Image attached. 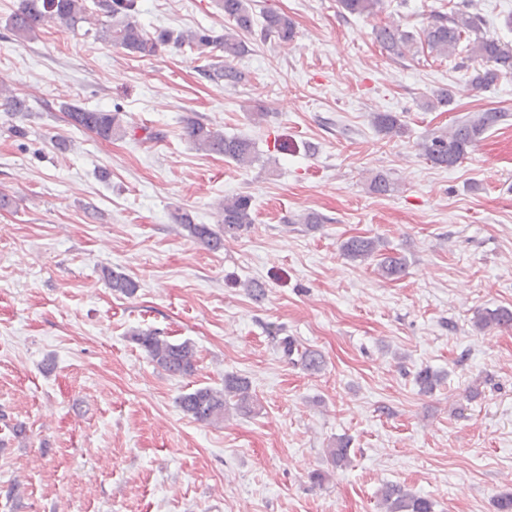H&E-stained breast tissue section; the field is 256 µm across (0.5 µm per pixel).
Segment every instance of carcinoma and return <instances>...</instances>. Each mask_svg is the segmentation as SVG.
Returning <instances> with one entry per match:
<instances>
[{"instance_id":"cac0c4a2","label":"carcinoma","mask_w":512,"mask_h":512,"mask_svg":"<svg viewBox=\"0 0 512 512\" xmlns=\"http://www.w3.org/2000/svg\"><path fill=\"white\" fill-rule=\"evenodd\" d=\"M341 14L359 18L377 15L382 0H337ZM228 27L224 34L214 35L208 29H198L184 34L168 29L152 33L146 31L135 19L137 0H20L9 16L8 27L20 40L28 39L35 28L52 23L68 31H76L80 24L94 23V16L104 15L110 23L96 30L95 37L109 41L141 58L153 57L162 48L173 45L187 48L202 62L198 71L208 80L226 86H245L251 81V72L235 65V61L248 52L246 36L260 33V38H274L281 43H291L296 36L294 21L285 13L268 10L257 22L251 0H220ZM486 20L475 7L474 0H460L448 12L436 11L427 17L419 36L406 31L398 24H383L374 29L375 40L385 51L403 57L419 49L431 55L459 59V66L469 74L471 84L477 89H488L504 78L512 77V41L485 30ZM452 93L443 87L432 92L422 107L437 111L450 105ZM0 110L14 114L26 111V99L4 84H0ZM68 122L78 129L89 131L110 141L127 135L120 113L105 110H86L69 104L65 106ZM503 112L490 108L464 120L454 122L446 130L432 133L418 144L421 155L440 168H453L461 163L484 135L502 119ZM372 125L376 131L391 138L405 133V125L395 112L373 113ZM183 134L198 150L219 154L239 167H249L257 161L255 143L246 137H226L196 117L184 121ZM378 195L395 191V183L386 175L376 174L369 185ZM177 223L188 235L210 252L224 249V241L232 239L254 223L252 197L238 194L224 199L220 206V222L195 224L189 215L176 217ZM343 255L353 262L378 259L377 271L386 279H397L407 268L406 258L380 252V240L374 237L354 236L341 244ZM104 279L112 291L130 297L137 291V283L128 275L110 269L104 270ZM512 310L497 308L477 315L474 326L485 331L511 326ZM130 338L147 355L152 363L173 376H190L197 369L198 357L195 344L186 339L181 342L168 340L151 329H136ZM281 349L288 358L299 356L302 367L318 372L323 358L315 350L299 349L295 341L282 338ZM419 390L431 394L443 381L441 372L423 367L414 375ZM180 410L193 421L213 425L224 421V415L234 411L250 415L259 407L252 394L251 382L242 376L227 374L221 388L198 387L177 398ZM327 460L335 468L350 462V441L336 439V444L325 451ZM384 512H433L430 499L418 496L399 484H387L381 492Z\"/></svg>"}]
</instances>
